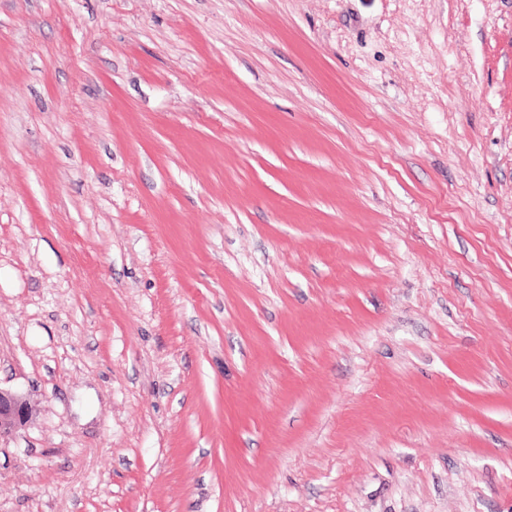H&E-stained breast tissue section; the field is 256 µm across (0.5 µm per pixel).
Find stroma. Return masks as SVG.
Segmentation results:
<instances>
[{
    "instance_id": "obj_1",
    "label": "stroma",
    "mask_w": 512,
    "mask_h": 512,
    "mask_svg": "<svg viewBox=\"0 0 512 512\" xmlns=\"http://www.w3.org/2000/svg\"><path fill=\"white\" fill-rule=\"evenodd\" d=\"M0 512H512V0H0ZM30 413L24 396L0 388V437L23 427Z\"/></svg>"
}]
</instances>
